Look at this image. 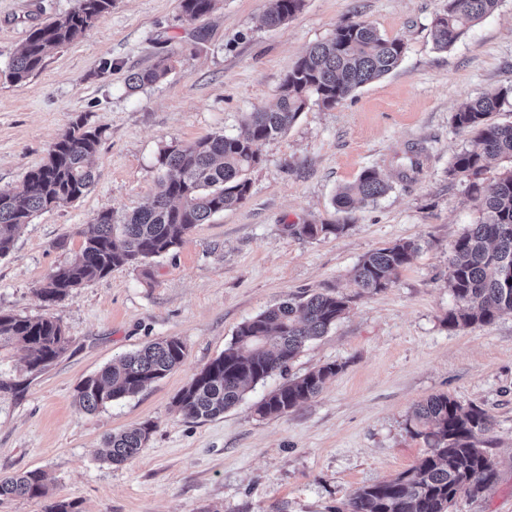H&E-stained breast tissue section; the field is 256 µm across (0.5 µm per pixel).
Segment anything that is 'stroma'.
<instances>
[{
  "label": "stroma",
  "mask_w": 512,
  "mask_h": 512,
  "mask_svg": "<svg viewBox=\"0 0 512 512\" xmlns=\"http://www.w3.org/2000/svg\"><path fill=\"white\" fill-rule=\"evenodd\" d=\"M74 0H0V188L45 163L77 119L102 127L91 161L95 182L78 200L36 214L0 257V312L51 318L66 352L33 373L17 345L0 349V476L37 470L47 493L0 500V512H46L57 500L79 512H336L352 493L411 469L429 447L417 433L419 402L445 394L484 409L486 448L498 482L460 494L453 512H512V313L449 328V247L480 207L465 181L448 175L472 144L453 115L465 102L512 85V0L452 47L431 29L448 0H305L285 25L263 24L267 0H216L196 24L178 0H113L73 42L49 50L22 82L9 76L20 46ZM352 21L401 39L393 71L325 108L316 104L265 142L250 169L246 200L195 227L168 254L79 288L57 303L38 289L81 252V231L103 210L149 205L159 157L174 142L241 132L246 113L274 107L288 72L314 44ZM172 55L159 83L130 91V73ZM427 157L414 180L399 178L408 148ZM390 182L376 203L343 213L338 188L363 170ZM342 224L311 240L292 224ZM417 241L421 249L390 288L357 294L350 272L367 253ZM350 295L344 318L302 348L289 372L333 363L339 371L311 400L275 418L254 408L280 385L273 375L224 415L185 418L173 404L194 374L220 355L237 328L268 306L316 292ZM175 336L183 364L139 393L95 412L76 389L124 354ZM148 423L146 448L120 465L108 436Z\"/></svg>",
  "instance_id": "1"
}]
</instances>
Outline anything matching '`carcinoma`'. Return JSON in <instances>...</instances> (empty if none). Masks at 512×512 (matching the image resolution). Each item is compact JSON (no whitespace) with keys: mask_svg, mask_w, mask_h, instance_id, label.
Here are the masks:
<instances>
[{"mask_svg":"<svg viewBox=\"0 0 512 512\" xmlns=\"http://www.w3.org/2000/svg\"><path fill=\"white\" fill-rule=\"evenodd\" d=\"M500 0H448V9L433 22L432 37L439 50L454 45L477 22L492 14ZM215 0H179L182 18L194 22L209 14ZM304 0H269L264 23L284 25L302 10ZM112 7V0H75L69 12L35 29L15 56L10 76L20 82L39 70L50 48L69 44ZM404 44L388 39L364 21L340 24L334 34L302 57L284 80L274 109L250 113L241 135L214 134L168 146L160 155L164 169L151 205L120 219L112 210L100 212L81 231V255L57 268L39 288L41 297L57 302L77 288L106 277L112 270L135 266L180 246L199 224L243 203L250 192L247 172L260 162L259 147L285 133L313 103L331 107L362 85L398 66ZM171 57L133 73L128 85L138 89L164 79ZM512 105V86L485 91L454 115L457 126L477 136L457 154L449 175L472 179L469 190L480 198L482 217L450 246L448 288L455 307L448 327L487 325L512 313V167L482 181L491 161L512 162V123L492 121L493 113ZM99 127L79 120L51 147L48 160L29 172L16 188L0 189V257L9 253L21 226L34 213L64 206L84 195L94 182L89 158L101 140ZM392 186L368 168L341 187L335 204L350 209L370 204ZM344 224H290L293 235L318 239L337 235ZM415 241H399L368 253L353 268L351 282L361 293L391 286L396 273L418 253ZM349 308V298L335 292L317 293L301 302L284 300L242 323L224 352L197 372L175 397L187 418L208 420L236 406L245 389L287 370L306 343L325 335ZM60 323L51 318L22 319L0 313V347L21 344L29 352L28 367L41 370L68 347ZM185 357L177 337L153 342L124 356L118 363L77 387L79 404L94 412L108 403L137 394L148 383L165 377ZM339 367L325 364L290 378L268 392L256 405L257 415L278 417L316 397ZM422 426L418 435L430 451L412 469L392 479L353 492L343 512H450L457 496H476L495 483L497 470L485 448L491 421L477 407H463L445 394L430 397L414 410ZM152 427H131L107 440L114 463L137 457L149 441ZM45 494L38 471L0 477V499Z\"/></svg>","mask_w":512,"mask_h":512,"instance_id":"cac0c4a2","label":"carcinoma"}]
</instances>
